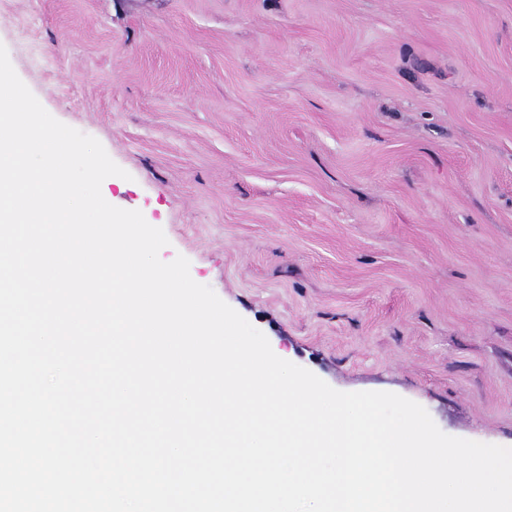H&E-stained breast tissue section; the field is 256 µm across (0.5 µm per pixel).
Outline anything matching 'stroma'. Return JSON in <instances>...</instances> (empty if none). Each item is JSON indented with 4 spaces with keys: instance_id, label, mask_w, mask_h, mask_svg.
Wrapping results in <instances>:
<instances>
[{
    "instance_id": "35a3bbf8",
    "label": "stroma",
    "mask_w": 512,
    "mask_h": 512,
    "mask_svg": "<svg viewBox=\"0 0 512 512\" xmlns=\"http://www.w3.org/2000/svg\"><path fill=\"white\" fill-rule=\"evenodd\" d=\"M0 44L276 355L512 445V0H0Z\"/></svg>"
}]
</instances>
